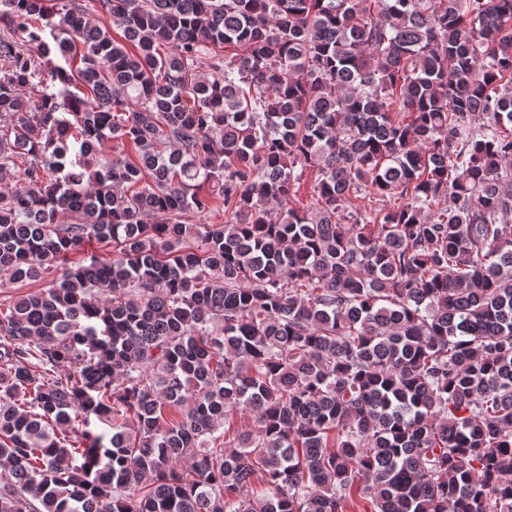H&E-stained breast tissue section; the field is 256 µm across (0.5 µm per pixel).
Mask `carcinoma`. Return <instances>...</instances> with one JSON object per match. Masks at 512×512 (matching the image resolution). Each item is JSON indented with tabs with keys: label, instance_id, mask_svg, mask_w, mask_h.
<instances>
[{
	"label": "carcinoma",
	"instance_id": "1",
	"mask_svg": "<svg viewBox=\"0 0 512 512\" xmlns=\"http://www.w3.org/2000/svg\"><path fill=\"white\" fill-rule=\"evenodd\" d=\"M100 4L0 0V512H512V0Z\"/></svg>",
	"mask_w": 512,
	"mask_h": 512
}]
</instances>
